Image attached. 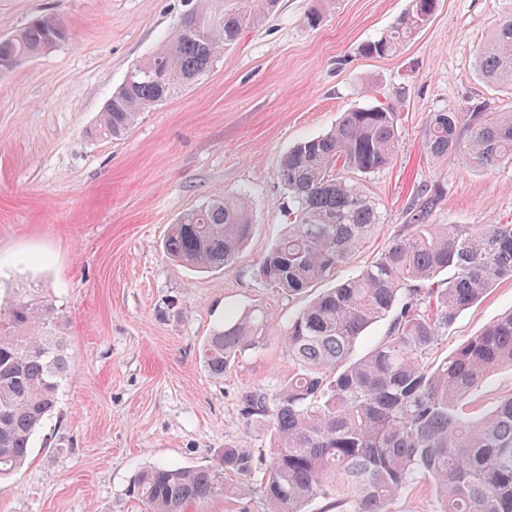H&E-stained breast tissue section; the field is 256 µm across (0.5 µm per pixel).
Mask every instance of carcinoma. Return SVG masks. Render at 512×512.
Here are the masks:
<instances>
[{"label":"carcinoma","instance_id":"1","mask_svg":"<svg viewBox=\"0 0 512 512\" xmlns=\"http://www.w3.org/2000/svg\"><path fill=\"white\" fill-rule=\"evenodd\" d=\"M276 0H241L215 17L200 7L193 32L180 24L166 45L130 70L101 113L99 133L117 140L137 116L193 82L245 26L261 21ZM438 0H410L384 36L361 52H396L434 16ZM54 17L32 21L0 39V70L64 41ZM478 70L512 88V12L483 47ZM396 112L354 108L321 137L306 139L282 159L280 178L291 206L282 237L264 257L259 277L290 296L349 263L381 224L358 177L388 166L398 142ZM429 153L491 171L512 164L511 112H432ZM445 187L428 183L388 246L357 274L308 304L281 336L288 376L239 398L248 425L261 426L270 459L260 490L268 512H392L420 475L431 478L436 512H512V393L474 417L473 395L487 378L512 368V311L451 354L434 359L458 313L512 278V224H444L437 220ZM251 211L241 196L215 197L170 225L164 251L197 271L234 262L249 239ZM384 321V336L361 356L359 341ZM269 316L248 311L206 337L200 359L215 378L236 358L260 349ZM66 318L52 300L17 285L0 293V480L27 463L32 438L56 409L70 369ZM256 469L246 448L227 445L195 467L153 466L133 493L145 512H186L195 503L234 493L224 477Z\"/></svg>","mask_w":512,"mask_h":512}]
</instances>
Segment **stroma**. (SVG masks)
<instances>
[{
    "instance_id": "1",
    "label": "stroma",
    "mask_w": 512,
    "mask_h": 512,
    "mask_svg": "<svg viewBox=\"0 0 512 512\" xmlns=\"http://www.w3.org/2000/svg\"><path fill=\"white\" fill-rule=\"evenodd\" d=\"M198 0H0V38L41 16L67 38L0 71V283L39 288L68 319L73 368L30 459L0 482V512H141L135 476L153 465L214 461L232 444L267 438L238 411L241 391L288 373L280 336L312 299L267 286L259 265L284 231L282 157L330 132L344 112L385 105L399 138L385 169L363 176L378 231L339 269L358 273L388 245L417 188L442 181L448 224H511L512 165L490 172L429 154V113L512 111V89L486 82L476 56L512 0H439L430 23L388 56L361 54L409 0H335L318 27L316 0H278L262 23L188 87L140 115L119 140L100 114ZM246 195L255 227L236 260L194 272L161 242L188 210ZM269 314L265 345L224 377L199 346L225 316ZM512 310V278L462 311L438 347L452 353ZM259 477L188 512H267Z\"/></svg>"
}]
</instances>
